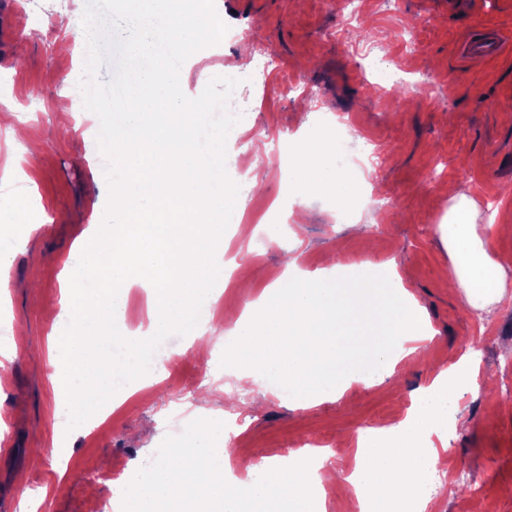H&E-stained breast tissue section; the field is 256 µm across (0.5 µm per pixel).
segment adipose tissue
<instances>
[{
  "instance_id": "obj_1",
  "label": "adipose tissue",
  "mask_w": 512,
  "mask_h": 512,
  "mask_svg": "<svg viewBox=\"0 0 512 512\" xmlns=\"http://www.w3.org/2000/svg\"><path fill=\"white\" fill-rule=\"evenodd\" d=\"M326 163L324 145H299L291 174L301 191L317 193ZM451 199L440 226L451 259L446 278L469 311L512 307L508 274L484 247L474 202L462 192ZM373 266L371 259L360 260L357 277L346 283L301 275L265 289L249 311L232 319L225 372L276 376L307 406L341 397L355 381L382 385L434 332L397 272L385 275V292L370 290L365 274ZM365 358L376 364L378 377L357 378L356 365ZM478 376V364L466 358L441 370L412 408L359 436L350 474L327 466L320 454L295 452L276 474L229 478L234 451L223 425L209 424L189 446L167 449L155 460L149 483L129 480L123 512H320L333 483L353 488L369 512H407L439 457L438 445L448 442L449 398L473 388Z\"/></svg>"
}]
</instances>
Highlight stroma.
<instances>
[{
    "label": "stroma",
    "instance_id": "35a3bbf8",
    "mask_svg": "<svg viewBox=\"0 0 512 512\" xmlns=\"http://www.w3.org/2000/svg\"><path fill=\"white\" fill-rule=\"evenodd\" d=\"M71 0H5L0 6V100L14 105L17 122L42 149L23 157L13 190L26 193L21 222L1 224L0 237H21L28 251L42 255L31 271L26 254L7 267L18 287L0 300V346L16 351L0 365V419L8 425L0 443V512H116L120 481L106 479L108 466L148 472L155 457L189 442L208 417L199 395L209 391L247 408L248 428L232 445L242 470L264 471L278 448L314 437L337 442L354 456L361 430L392 421L411 407L439 370L465 355L471 340L481 342L480 366L493 376L490 387L464 392L458 399L467 423L449 440L437 463L444 475L433 512H512V309L495 308L476 319L456 290L446 288L441 270L450 258L438 226L450 207L446 187H462L479 210L478 232L490 256L512 274V51L495 58L462 53L463 42L485 27L512 33V0H364L358 16L337 13L330 0H214L229 30L223 42L205 47L181 68L184 94L199 96L217 66L234 70L244 121L226 149L233 164L226 172L239 187L242 237L228 224L225 238L239 255L238 274L223 285L217 305L201 309L206 337L229 329L226 310H243L264 288L283 278L288 251L303 269L326 268L335 255L340 272L362 255L390 263L412 291L435 332L426 344L427 363L399 364L400 391L353 385L340 398L310 407L267 395L252 408L255 386L229 382L224 356L198 358L184 336H170L158 356L180 353L178 372L163 368L152 386H122L108 416L95 429L67 433L66 416L51 382L49 341L62 328L61 272L74 254L83 225L70 215L90 216L104 207L98 175L105 160L97 145L98 124L86 113L49 109L50 89L72 88L84 66L83 30L70 24ZM262 43L277 69L265 85L250 73L254 43ZM391 46V65L408 71L410 93L393 98L362 74L370 49ZM312 85L314 95L281 94L292 77ZM352 115L360 138L383 150L382 166L349 173L377 188L373 198L342 200L334 170L354 144L337 114ZM332 135L327 150L326 187L307 208L298 243L288 230L299 189L288 172V148L298 140ZM270 153L263 188L239 176L236 159ZM361 232H354V225ZM70 452L53 457L61 435ZM45 485V505L27 501L31 481Z\"/></svg>",
    "mask_w": 512,
    "mask_h": 512
}]
</instances>
